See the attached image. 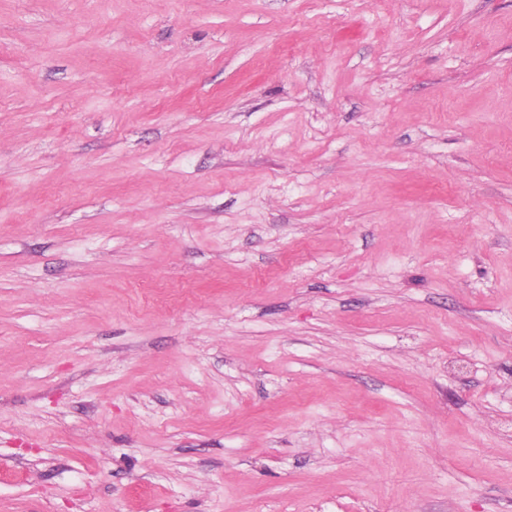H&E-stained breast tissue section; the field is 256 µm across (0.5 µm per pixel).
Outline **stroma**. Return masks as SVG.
I'll return each instance as SVG.
<instances>
[{
  "label": "stroma",
  "mask_w": 512,
  "mask_h": 512,
  "mask_svg": "<svg viewBox=\"0 0 512 512\" xmlns=\"http://www.w3.org/2000/svg\"><path fill=\"white\" fill-rule=\"evenodd\" d=\"M0 512H512V0H0Z\"/></svg>",
  "instance_id": "35a3bbf8"
}]
</instances>
